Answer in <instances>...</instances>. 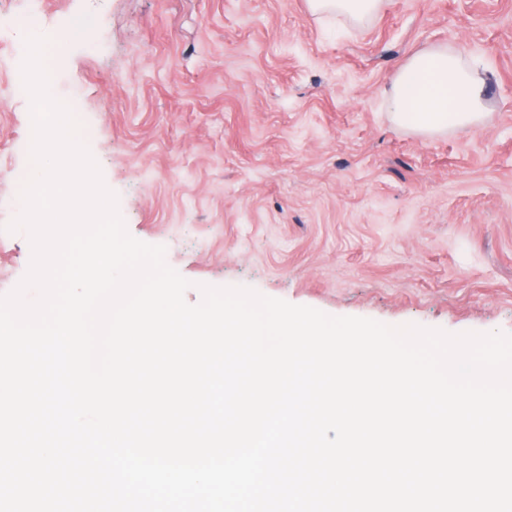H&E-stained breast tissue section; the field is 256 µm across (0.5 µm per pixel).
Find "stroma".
I'll use <instances>...</instances> for the list:
<instances>
[{
    "mask_svg": "<svg viewBox=\"0 0 512 512\" xmlns=\"http://www.w3.org/2000/svg\"><path fill=\"white\" fill-rule=\"evenodd\" d=\"M42 33L95 22L52 65L135 238L199 303L245 286L328 315L512 334V0H388L368 24L306 0H0ZM446 44L489 70L490 115L431 138L392 123L389 78ZM25 54L0 29V295L28 271L8 231L30 174Z\"/></svg>",
    "mask_w": 512,
    "mask_h": 512,
    "instance_id": "stroma-1",
    "label": "stroma"
}]
</instances>
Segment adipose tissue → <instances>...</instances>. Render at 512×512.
Returning <instances> with one entry per match:
<instances>
[{
    "label": "adipose tissue",
    "instance_id": "obj_1",
    "mask_svg": "<svg viewBox=\"0 0 512 512\" xmlns=\"http://www.w3.org/2000/svg\"><path fill=\"white\" fill-rule=\"evenodd\" d=\"M317 17H336L358 26L383 11L386 0H307ZM395 124L416 135L433 137L483 124L488 79L468 56L435 45L410 56L393 76L387 94Z\"/></svg>",
    "mask_w": 512,
    "mask_h": 512
}]
</instances>
